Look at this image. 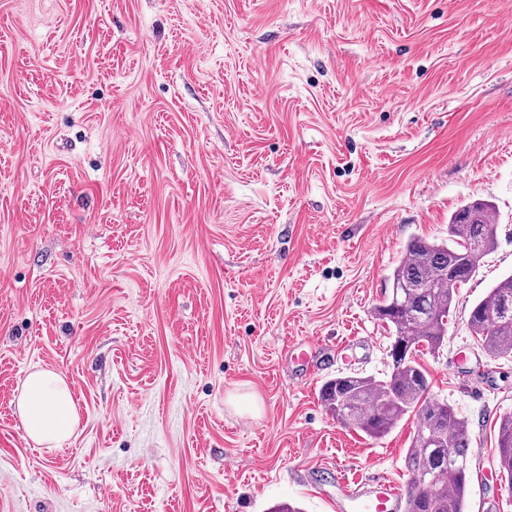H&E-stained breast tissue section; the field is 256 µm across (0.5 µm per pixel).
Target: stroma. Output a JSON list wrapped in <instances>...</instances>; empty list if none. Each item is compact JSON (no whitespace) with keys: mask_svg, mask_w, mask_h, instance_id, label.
Instances as JSON below:
<instances>
[{"mask_svg":"<svg viewBox=\"0 0 512 512\" xmlns=\"http://www.w3.org/2000/svg\"><path fill=\"white\" fill-rule=\"evenodd\" d=\"M476 200L496 245L420 361L484 451L466 512H512V357L467 328L512 274V0H0V512L406 485L415 416L371 438L320 390L387 372L389 274ZM36 369L74 395L57 445L19 414ZM496 426L495 448L500 473L512 485V414L500 416Z\"/></svg>","mask_w":512,"mask_h":512,"instance_id":"obj_1","label":"stroma"}]
</instances>
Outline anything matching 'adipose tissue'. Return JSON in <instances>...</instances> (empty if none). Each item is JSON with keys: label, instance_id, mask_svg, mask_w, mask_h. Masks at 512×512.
Returning a JSON list of instances; mask_svg holds the SVG:
<instances>
[{"label": "adipose tissue", "instance_id": "ef3b65f1", "mask_svg": "<svg viewBox=\"0 0 512 512\" xmlns=\"http://www.w3.org/2000/svg\"><path fill=\"white\" fill-rule=\"evenodd\" d=\"M18 408L29 439L57 443L71 432L76 406L65 377L52 370L29 373L21 386Z\"/></svg>", "mask_w": 512, "mask_h": 512}]
</instances>
